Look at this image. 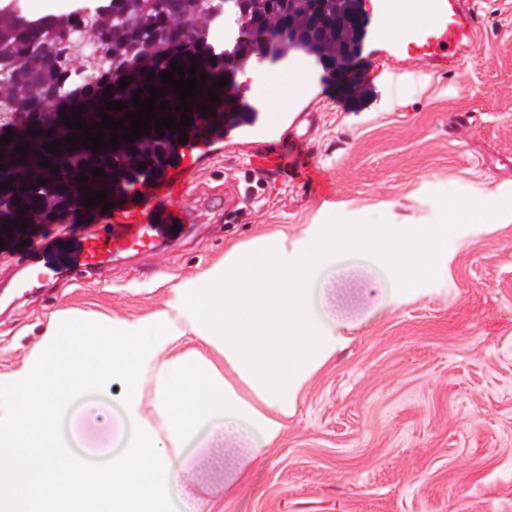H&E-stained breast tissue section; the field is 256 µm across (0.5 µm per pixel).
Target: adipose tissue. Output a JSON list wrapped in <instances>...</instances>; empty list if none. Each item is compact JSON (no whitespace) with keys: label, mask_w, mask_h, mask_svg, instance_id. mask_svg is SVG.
<instances>
[{"label":"adipose tissue","mask_w":512,"mask_h":512,"mask_svg":"<svg viewBox=\"0 0 512 512\" xmlns=\"http://www.w3.org/2000/svg\"><path fill=\"white\" fill-rule=\"evenodd\" d=\"M253 90L271 110L300 93L262 68ZM476 214L452 203L441 224L311 225L288 244L282 232L231 247L199 275L167 284L163 306L142 319L52 314L21 366L0 374V512H201L186 473L174 466L203 426L244 430L258 455L281 433L307 379L336 350L335 322L309 305L311 286L346 251L376 257L395 278L391 302L437 278L448 241ZM109 394L133 431L109 466L72 456L56 426L87 388Z\"/></svg>","instance_id":"obj_1"}]
</instances>
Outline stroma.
<instances>
[{"instance_id": "35a3bbf8", "label": "stroma", "mask_w": 512, "mask_h": 512, "mask_svg": "<svg viewBox=\"0 0 512 512\" xmlns=\"http://www.w3.org/2000/svg\"><path fill=\"white\" fill-rule=\"evenodd\" d=\"M476 4L483 38L469 64L386 83L362 58L364 96L336 88L310 110L299 129L313 182L230 144L174 194L193 220L175 248L27 295L16 256L0 251V373L58 310L143 318L166 280L203 272L232 245L277 230L294 241L313 224H440L456 201L479 217L411 297L379 308L380 271L343 256L319 300L345 341L247 473L233 435L184 467L203 512H512V0ZM228 188L240 192L231 209ZM83 229L68 214L31 234L63 263Z\"/></svg>"}]
</instances>
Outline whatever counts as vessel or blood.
<instances>
[{
	"label": "vessel or blood",
	"mask_w": 512,
	"mask_h": 512,
	"mask_svg": "<svg viewBox=\"0 0 512 512\" xmlns=\"http://www.w3.org/2000/svg\"><path fill=\"white\" fill-rule=\"evenodd\" d=\"M403 0H365V12L371 26V45L383 65L421 63L434 70L449 72L460 68L470 57L478 39V26L468 0H425L433 23L427 28H410L398 44H391L385 29ZM234 122L219 127L201 124L189 129L188 140L173 144L163 166L144 175L138 187L110 189L112 209L82 208L80 215L93 224V231L82 237L74 252V266L84 277L94 276L117 257L154 254L171 241L172 229L190 222V215L180 206L166 204L197 163L210 156L225 134L235 131ZM161 199L152 214L143 215L144 197ZM23 264L30 268V287L58 280L53 265H38L31 258Z\"/></svg>",
	"instance_id": "1"
}]
</instances>
